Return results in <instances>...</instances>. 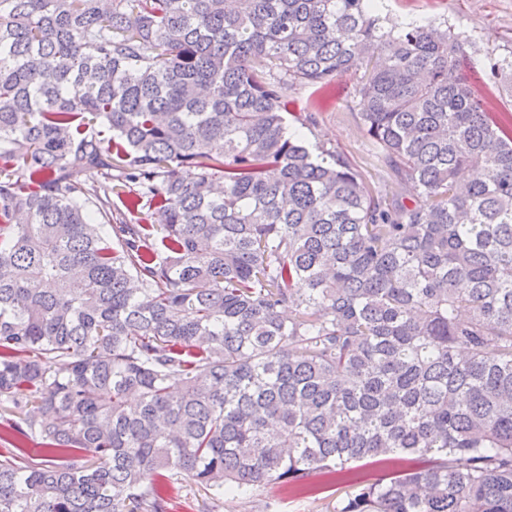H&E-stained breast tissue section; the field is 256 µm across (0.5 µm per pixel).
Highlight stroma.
I'll list each match as a JSON object with an SVG mask.
<instances>
[{
  "label": "stroma",
  "mask_w": 512,
  "mask_h": 512,
  "mask_svg": "<svg viewBox=\"0 0 512 512\" xmlns=\"http://www.w3.org/2000/svg\"><path fill=\"white\" fill-rule=\"evenodd\" d=\"M382 15L389 21L447 18L475 44L473 90L488 96L494 111L512 110V93L495 86L488 68L490 59L512 53V0H384ZM357 81V75L352 74L320 91L304 85L294 87L288 94L287 129L311 150L323 146L343 153L374 181L383 171L372 142L357 125L362 109L360 97L354 94ZM311 114L317 119L313 126L306 121ZM380 470L354 463L344 478L330 485L315 473L308 478L309 489L304 493L273 486L230 492L221 498L219 512H333L337 500Z\"/></svg>",
  "instance_id": "obj_1"
}]
</instances>
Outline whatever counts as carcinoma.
<instances>
[{
    "label": "carcinoma",
    "mask_w": 512,
    "mask_h": 512,
    "mask_svg": "<svg viewBox=\"0 0 512 512\" xmlns=\"http://www.w3.org/2000/svg\"><path fill=\"white\" fill-rule=\"evenodd\" d=\"M380 9L0 0V512H168L177 473L218 512L398 454L334 512H512V114L448 22ZM359 71L376 186L286 134Z\"/></svg>",
    "instance_id": "carcinoma-1"
}]
</instances>
